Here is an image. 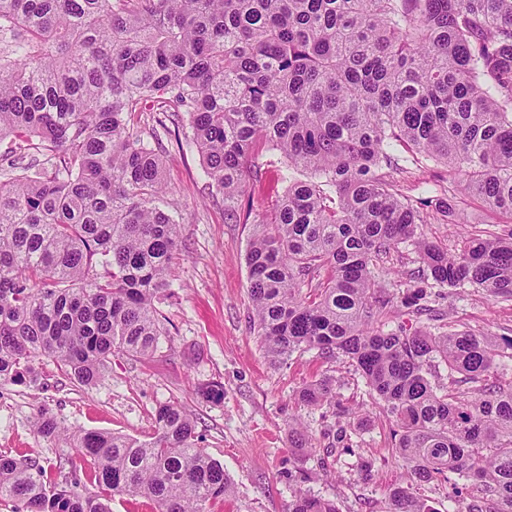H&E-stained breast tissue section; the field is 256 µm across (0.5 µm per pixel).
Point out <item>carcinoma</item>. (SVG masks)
I'll return each mask as SVG.
<instances>
[{
    "label": "carcinoma",
    "mask_w": 512,
    "mask_h": 512,
    "mask_svg": "<svg viewBox=\"0 0 512 512\" xmlns=\"http://www.w3.org/2000/svg\"><path fill=\"white\" fill-rule=\"evenodd\" d=\"M152 124L131 127L139 114ZM187 138L224 215L238 207L258 142L287 161L286 186L246 250L254 333L274 365L317 350L346 356L382 404L409 470L388 512H434L410 491L450 476L480 485L465 512H512V390L487 383L512 336L373 329L393 297L378 261L411 243L421 266L400 304L439 320L432 289L512 299V227L476 230L450 255L418 232L395 192L392 154L458 167L462 193L512 216V0H0V380L37 377L49 358L83 386L112 355L148 357L162 327L177 222L164 209L167 122ZM306 172L298 180L292 172ZM443 363L468 387L444 394ZM336 403L323 377L297 392ZM145 441L70 432L46 412L98 492L0 454V500L21 512H110L119 493L156 512H207L231 494L182 406L156 410ZM299 458L316 451L289 426ZM288 512H339L295 493Z\"/></svg>",
    "instance_id": "carcinoma-1"
}]
</instances>
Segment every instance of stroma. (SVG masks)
<instances>
[{
	"label": "stroma",
	"mask_w": 512,
	"mask_h": 512,
	"mask_svg": "<svg viewBox=\"0 0 512 512\" xmlns=\"http://www.w3.org/2000/svg\"><path fill=\"white\" fill-rule=\"evenodd\" d=\"M168 211L179 224L178 249L169 270L170 286L156 301L164 320L153 355H116L104 378L85 387L58 374L45 357L33 361L36 381H0V453L18 460L56 463L58 442L33 427L40 412L52 414L68 430L119 433L140 440L153 433L154 414L167 402L189 410L197 421L198 445L219 461L234 487L229 500H215L209 512H288L297 490L333 500L339 512H385L386 493L403 481L386 414L351 360H327L317 351L272 365L251 328L245 253L253 222L270 214L275 193L255 190L286 169L285 159L259 147L246 174L243 203L251 221L235 224L224 215L222 196L207 187L199 156L179 147L175 136L163 139ZM395 180L411 201L426 200L425 237L456 252L473 228L495 231L512 217L468 198L448 209V193L459 190L457 170L444 163L414 162L401 156ZM442 316L431 321L392 307L377 329L408 332L447 328L491 336H512V301L489 297L476 288L442 289L435 302ZM329 376L336 381L338 408L301 406L297 391ZM218 384L219 400L198 395L199 387ZM300 421L332 447L327 460L299 459L288 444V426ZM371 466L370 480L356 471L358 460Z\"/></svg>",
	"instance_id": "stroma-1"
}]
</instances>
